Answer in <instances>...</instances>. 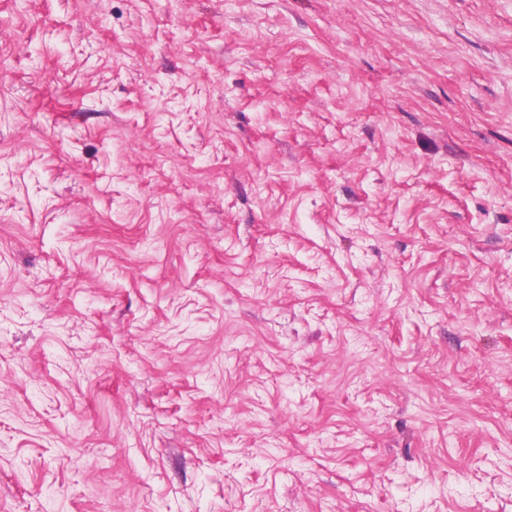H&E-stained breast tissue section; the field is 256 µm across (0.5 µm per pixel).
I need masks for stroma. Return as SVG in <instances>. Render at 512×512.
I'll return each mask as SVG.
<instances>
[{"label":"stroma","instance_id":"stroma-1","mask_svg":"<svg viewBox=\"0 0 512 512\" xmlns=\"http://www.w3.org/2000/svg\"><path fill=\"white\" fill-rule=\"evenodd\" d=\"M0 31V512H512V0Z\"/></svg>","mask_w":512,"mask_h":512}]
</instances>
